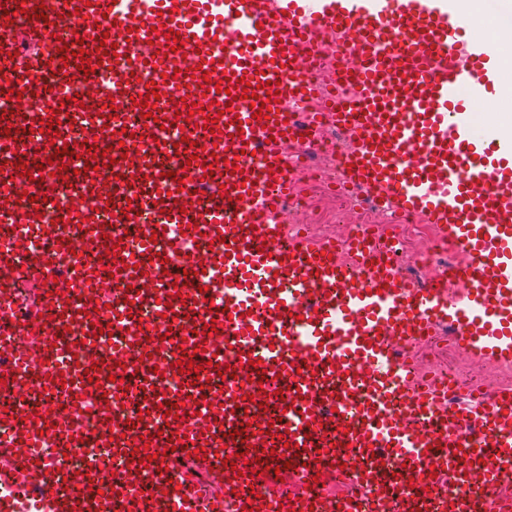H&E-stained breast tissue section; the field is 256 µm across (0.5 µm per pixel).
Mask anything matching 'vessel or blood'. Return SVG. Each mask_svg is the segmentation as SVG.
I'll return each mask as SVG.
<instances>
[{"instance_id": "obj_1", "label": "vessel or blood", "mask_w": 512, "mask_h": 512, "mask_svg": "<svg viewBox=\"0 0 512 512\" xmlns=\"http://www.w3.org/2000/svg\"><path fill=\"white\" fill-rule=\"evenodd\" d=\"M450 8V0H0V29L24 16L18 35L36 46L38 59L34 69L26 52L8 59L11 79L0 85V101L23 90L43 102L0 119V213L29 224L61 193L131 203L108 225L92 210H57L63 224L86 218V238L46 233L0 255V302L19 278L34 290L18 319L0 324L1 337L26 344L0 362V392L30 383L44 401L37 413H0V454L12 459L0 468V512H147L159 499L162 512H224L228 501L234 512H322L328 483L355 489L337 512H361L368 503L372 512H512V485L504 481L512 476V390L482 392L463 405L447 400L436 382L414 377L391 342L398 336L410 344L447 326L469 351L512 361V140L474 130L480 104L506 92L497 81L501 59L489 43L458 39ZM397 18L407 38L395 45L387 34ZM338 26L350 30L362 61L334 114L356 131L345 178L395 210L421 215L448 243L468 246L470 263L454 273L457 296L444 280L414 286L387 265L357 269L335 259V243L273 221L288 192L278 108L315 90L293 59L299 47L314 45L318 30ZM65 29L71 37L59 40ZM228 32L240 45L230 56ZM109 44L125 60L112 74L114 103L148 96L149 112L168 129L175 115L187 118L173 177L156 164L167 142L134 141L120 113L102 108ZM63 46L71 50L64 60L57 56ZM85 57L88 74L80 68ZM145 71L153 79L143 84ZM63 81L78 87L77 99H65ZM242 81L249 91L239 89ZM55 111L85 119L84 140L111 181L92 184L66 166L63 138L41 129ZM257 111L264 120L254 119ZM209 116L216 130L204 128ZM47 141L58 152L51 162L39 154ZM24 152L51 164L52 174L28 179L37 163L21 161ZM251 152L262 166L248 162ZM134 161L157 192L140 190L128 171ZM144 212L160 219L137 225L134 250L121 242V229ZM107 236L118 242L108 259L112 277L129 287L108 324V289L82 285L97 268L69 271V304L45 264L46 256L64 260L70 249ZM205 238L215 241L214 254L192 257ZM146 306L163 314L168 336L142 322ZM211 322L216 330H208ZM75 323L78 353L63 337ZM107 325L113 351L105 363L95 333ZM134 354L168 361L128 380L127 390L143 398L136 425L119 407L100 412L123 457L120 470L94 456L65 472L34 451L47 425L72 418L108 389L109 375L126 378ZM192 359L206 367L180 375L185 391H160L163 378L176 375L174 362ZM219 366L229 367L236 387L211 399L195 426L174 419L175 404L198 394ZM247 395L257 419L242 429ZM240 454L261 458L267 473L225 466ZM383 457L393 466H380ZM476 470L499 494L466 492Z\"/></svg>"}]
</instances>
